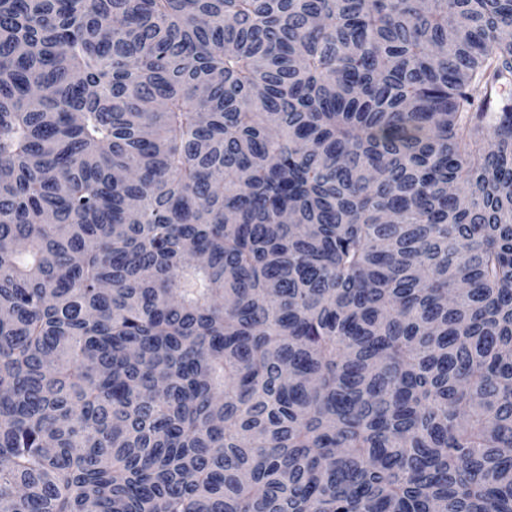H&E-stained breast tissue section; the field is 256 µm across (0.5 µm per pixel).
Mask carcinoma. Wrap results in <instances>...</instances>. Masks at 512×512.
<instances>
[{"label":"carcinoma","mask_w":512,"mask_h":512,"mask_svg":"<svg viewBox=\"0 0 512 512\" xmlns=\"http://www.w3.org/2000/svg\"><path fill=\"white\" fill-rule=\"evenodd\" d=\"M512 0H0V512H512Z\"/></svg>","instance_id":"carcinoma-1"}]
</instances>
